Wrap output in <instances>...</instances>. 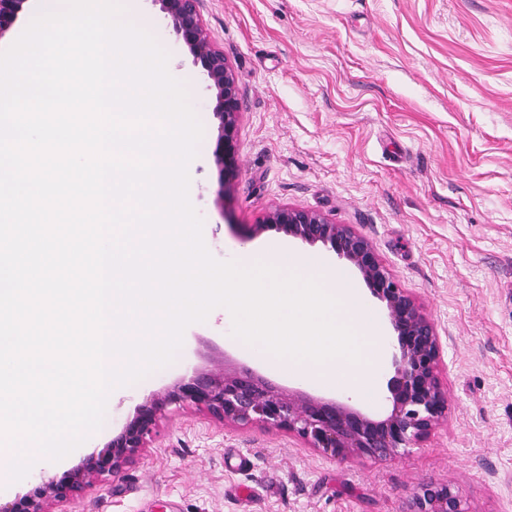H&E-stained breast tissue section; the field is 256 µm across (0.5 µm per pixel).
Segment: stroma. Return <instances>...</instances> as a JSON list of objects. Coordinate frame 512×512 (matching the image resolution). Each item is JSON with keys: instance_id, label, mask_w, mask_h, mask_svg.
Masks as SVG:
<instances>
[{"instance_id": "obj_1", "label": "stroma", "mask_w": 512, "mask_h": 512, "mask_svg": "<svg viewBox=\"0 0 512 512\" xmlns=\"http://www.w3.org/2000/svg\"><path fill=\"white\" fill-rule=\"evenodd\" d=\"M130 8L149 19L203 126L189 198L210 254L231 262L283 241L250 234L279 206L365 236L437 329L448 417L406 455L340 461L281 431L174 410L133 464L63 512H402L429 481L452 485L468 512H512V0H202L242 101L227 189L201 66L159 0ZM215 368L387 411L252 359L218 307L186 328L171 364L114 396L107 431L1 486L0 500L104 446L150 393Z\"/></svg>"}]
</instances>
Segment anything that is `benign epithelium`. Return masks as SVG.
I'll return each instance as SVG.
<instances>
[{
    "label": "benign epithelium",
    "mask_w": 512,
    "mask_h": 512,
    "mask_svg": "<svg viewBox=\"0 0 512 512\" xmlns=\"http://www.w3.org/2000/svg\"><path fill=\"white\" fill-rule=\"evenodd\" d=\"M173 31L189 48L207 79L219 119L214 157L221 187L239 175V91L224 52L210 41L201 21L200 0H158ZM28 0H0V39L8 36ZM275 231L295 240L331 249L360 274L371 295L384 307L393 334L388 339L393 375L385 400L391 409L370 415L353 405L276 387L253 372L201 371L150 394L136 406L120 432L102 449L87 454L79 465L43 481L13 500L0 502V512H51L94 480L116 475L131 464L156 433L170 407L203 408L223 422L259 424L293 434L334 459L351 456L387 458L408 452L448 416V398L438 369L442 347L434 324L415 298L386 269L363 236L310 210L280 207L253 225L251 234ZM403 512H468L450 485L429 482L406 503Z\"/></svg>",
    "instance_id": "1"
}]
</instances>
